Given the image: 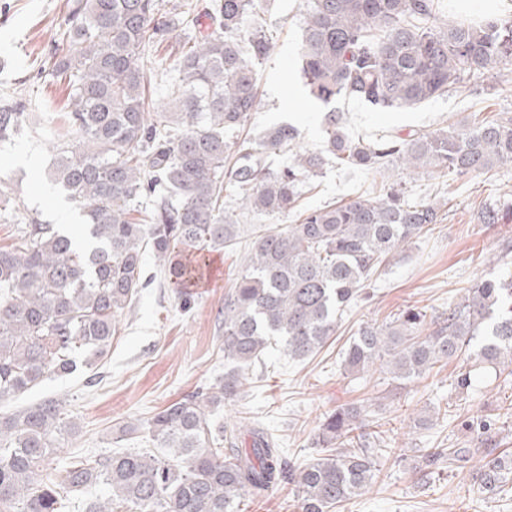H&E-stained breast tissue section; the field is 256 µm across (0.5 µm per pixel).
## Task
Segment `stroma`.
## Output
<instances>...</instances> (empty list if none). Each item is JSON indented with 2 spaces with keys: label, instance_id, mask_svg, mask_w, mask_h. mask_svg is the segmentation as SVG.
Wrapping results in <instances>:
<instances>
[{
  "label": "stroma",
  "instance_id": "1",
  "mask_svg": "<svg viewBox=\"0 0 512 512\" xmlns=\"http://www.w3.org/2000/svg\"><path fill=\"white\" fill-rule=\"evenodd\" d=\"M65 2L0 0V100L22 101L37 115L12 140L0 142L1 248L16 243L29 218L53 224L58 213L75 209L56 194L48 178L54 152L43 133L47 122L64 125L68 111L67 85L40 70L54 47V28ZM260 2L259 16L277 47L257 75L260 104L244 133L257 138L273 125L290 123L299 130L296 150L323 151L326 107L309 94L300 72L306 0ZM335 106L347 136L375 140L512 113V92L502 94L477 83L412 108L380 111L354 100H339ZM324 171L304 190L288 223L325 203L374 194L385 178L402 182L413 197L440 201L443 221L393 252L367 285L366 297L343 314L336 335L315 356L294 362L279 350H269L263 363L250 369L242 397L225 405V414L247 408L278 439L289 461L301 466L318 454L312 443L326 413L379 399L381 445L399 460L385 462L370 491L350 500L341 512H512L511 492L494 500L471 492L478 459L462 468L440 465L423 483L414 474L425 448L512 451V381L479 367L473 386L459 390L454 384L461 365L457 359L413 381L396 383L379 373L355 378L346 374L340 358L363 325L392 321L409 306L434 320L478 280L512 273V165L459 180L399 166L382 174L340 167L331 157ZM489 203L504 211L501 223L479 222L482 206ZM243 253L240 247L218 252L222 274L205 277L191 288L192 302L185 308L154 254L145 252L144 286L118 314L117 334L107 352L82 373L49 377L24 395L0 402V413L55 399L79 426L62 441L58 456L111 450L119 426L146 422L223 375L224 296L235 284ZM426 416L432 424L421 425Z\"/></svg>",
  "mask_w": 512,
  "mask_h": 512
}]
</instances>
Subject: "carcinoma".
Returning a JSON list of instances; mask_svg holds the SVG:
<instances>
[{
  "mask_svg": "<svg viewBox=\"0 0 512 512\" xmlns=\"http://www.w3.org/2000/svg\"><path fill=\"white\" fill-rule=\"evenodd\" d=\"M191 8L159 0H68L58 23L49 75L70 86L69 132L56 135L51 181L76 204L79 236L59 224L25 225L19 242L0 248V400L44 378L70 376L103 356L116 316L142 288V258L151 248L184 302L196 264L187 256L248 243L235 288L224 297V377L168 405L147 423L162 452L119 449L59 461V440L76 433L56 400L0 415V512H68L103 486L104 499L84 512H235L244 495L267 496L281 483L298 489L300 512H333L376 482L379 431L373 403L345 405L324 417L319 457L288 462L268 430L247 416L224 423L220 412L247 382L245 370L271 340L303 361L336 333L389 254L442 221L440 207L413 200L398 182L375 197L357 196L303 215L298 224H239L224 193L266 215L295 211L301 178L323 169L322 155L293 154L298 130L270 128L258 141L229 140L257 111V67L274 53L258 23L259 0H210L204 32L182 41L178 76L162 64L154 78L167 103L150 109L144 58L170 31L188 27ZM302 75L328 105L339 98L377 110L441 97L476 75L506 85L512 65V16L449 23L437 0H308ZM33 113L0 105V141ZM336 163L378 172L401 165L458 179L512 164V114L499 112L456 129L406 139H352L334 109L322 118ZM231 167H225L227 161ZM162 188L155 208L144 197ZM432 329L409 308L393 322L361 327L342 352L351 374L379 371L393 380L421 378L470 350L474 363L512 377V276L477 281ZM481 458L473 489L488 498L512 484V457L495 448H454L451 461ZM444 450H425L421 478Z\"/></svg>",
  "mask_w": 512,
  "mask_h": 512,
  "instance_id": "obj_1",
  "label": "carcinoma"
}]
</instances>
